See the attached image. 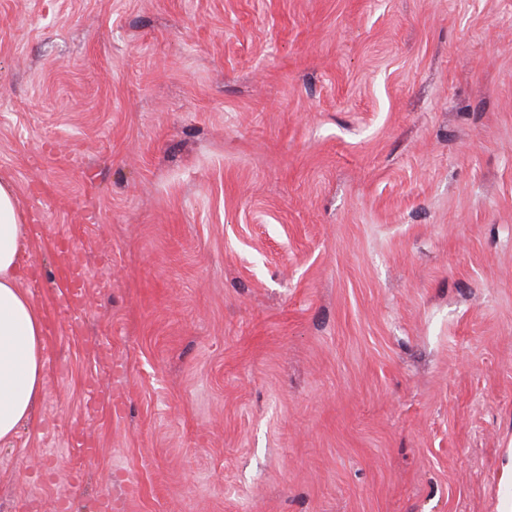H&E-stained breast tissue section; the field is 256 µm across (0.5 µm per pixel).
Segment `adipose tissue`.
Segmentation results:
<instances>
[{
	"mask_svg": "<svg viewBox=\"0 0 512 512\" xmlns=\"http://www.w3.org/2000/svg\"><path fill=\"white\" fill-rule=\"evenodd\" d=\"M26 218L0 181V441L28 420L43 387V318L20 285Z\"/></svg>",
	"mask_w": 512,
	"mask_h": 512,
	"instance_id": "obj_1",
	"label": "adipose tissue"
}]
</instances>
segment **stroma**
<instances>
[{
  "instance_id": "obj_1",
  "label": "stroma",
  "mask_w": 512,
  "mask_h": 512,
  "mask_svg": "<svg viewBox=\"0 0 512 512\" xmlns=\"http://www.w3.org/2000/svg\"><path fill=\"white\" fill-rule=\"evenodd\" d=\"M0 177V512H512V0H0ZM26 218L0 180V441L28 420L43 387V318L20 285ZM61 277L64 283V289L58 297V305H67L75 307L80 302L83 295L84 275L76 265H68L62 269Z\"/></svg>"
}]
</instances>
